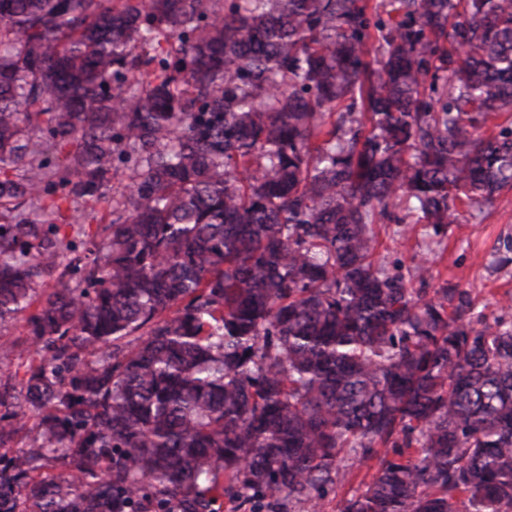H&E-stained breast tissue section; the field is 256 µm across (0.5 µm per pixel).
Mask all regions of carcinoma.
I'll use <instances>...</instances> for the list:
<instances>
[{"label":"carcinoma","instance_id":"carcinoma-1","mask_svg":"<svg viewBox=\"0 0 512 512\" xmlns=\"http://www.w3.org/2000/svg\"><path fill=\"white\" fill-rule=\"evenodd\" d=\"M389 4L0 0V512H512V325L371 228L512 188V0ZM374 464L375 461H370L366 465H354L351 468L353 476L347 478L349 482L345 481L343 484L338 485L337 489L335 486L332 491H329L327 498L324 501V511L318 512H336L339 501L345 496L350 486L356 488L362 479L365 481L370 480L372 474L375 472Z\"/></svg>","mask_w":512,"mask_h":512}]
</instances>
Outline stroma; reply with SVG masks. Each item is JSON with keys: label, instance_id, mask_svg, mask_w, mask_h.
Here are the masks:
<instances>
[{"label": "stroma", "instance_id": "obj_1", "mask_svg": "<svg viewBox=\"0 0 512 512\" xmlns=\"http://www.w3.org/2000/svg\"><path fill=\"white\" fill-rule=\"evenodd\" d=\"M373 229L385 243L375 258L378 265L407 273L419 260H427L437 283L476 290V313L512 322V310L502 311L500 305L505 294H512V265L497 263L506 243L512 242V190L465 211L460 223L438 232L408 217L403 203Z\"/></svg>", "mask_w": 512, "mask_h": 512}]
</instances>
